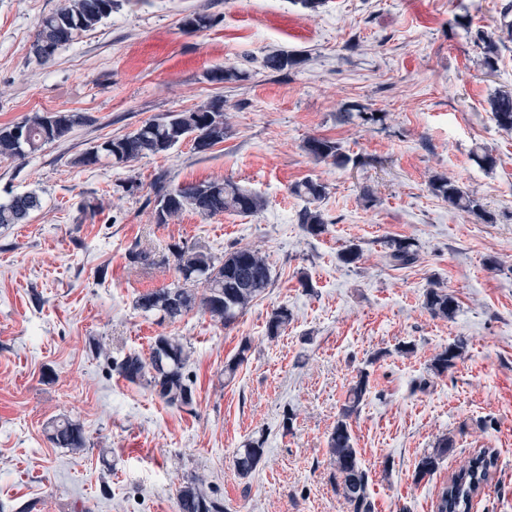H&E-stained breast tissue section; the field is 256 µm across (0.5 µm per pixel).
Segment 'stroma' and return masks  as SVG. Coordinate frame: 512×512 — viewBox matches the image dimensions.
<instances>
[{
	"label": "stroma",
	"mask_w": 512,
	"mask_h": 512,
	"mask_svg": "<svg viewBox=\"0 0 512 512\" xmlns=\"http://www.w3.org/2000/svg\"><path fill=\"white\" fill-rule=\"evenodd\" d=\"M505 2L325 0L312 11L299 0H125L41 63L30 52L37 24L62 0H0V127L36 111L87 118L36 154L0 159V203L27 191L42 202L0 228V512H179L191 477L226 512H350L328 437L362 371L368 389L349 424L373 512H436L442 487L482 448L496 464L471 512H512V132L489 106L512 94ZM192 12L211 26L186 29ZM481 31L502 40L493 73ZM274 52L301 63L269 72ZM218 67L244 78L209 81ZM216 96L228 134L209 150L188 139L123 165L75 162ZM311 137L340 142L349 163L311 159ZM483 152L492 166L476 162ZM436 175L479 198L493 222L436 197ZM306 179L326 196L294 194ZM160 180H230L265 206L161 224ZM309 207L327 222L320 235L299 222ZM393 238L416 242L415 263L389 262ZM182 242L218 257L257 249L272 283L231 327L197 309L159 322L135 302L176 284L169 247ZM352 243L362 257L343 264ZM134 246L151 266L128 262ZM433 286L454 297L451 318L425 308ZM281 306L292 319L272 338L266 324ZM162 334L188 347L191 406H168L116 369L126 354L149 358ZM460 339L454 367L435 374L434 357ZM246 341L247 363L225 380ZM64 417L82 424L85 448L48 440ZM258 437L264 457L240 476L234 452ZM444 437L453 453L415 481Z\"/></svg>",
	"instance_id": "stroma-1"
}]
</instances>
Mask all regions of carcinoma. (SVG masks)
<instances>
[{"instance_id": "cac0c4a2", "label": "carcinoma", "mask_w": 512, "mask_h": 512, "mask_svg": "<svg viewBox=\"0 0 512 512\" xmlns=\"http://www.w3.org/2000/svg\"><path fill=\"white\" fill-rule=\"evenodd\" d=\"M120 6L121 0H66V4L39 20L34 44L50 42L58 50L73 41L78 33L95 28ZM478 38L483 43V65L492 71L498 63V41L483 33ZM298 63L299 60L288 53L270 54L263 59V67L271 72H282ZM490 109L497 125L512 132V94L491 98ZM192 114L195 120L190 124L180 119L179 112L148 120L129 135L90 147L75 159V164H94L102 156L112 159L115 164H123L144 155L164 153L189 137L193 139L194 149L200 152L224 141V99H210L192 110ZM83 120L84 117L77 112H35L15 125L0 127V159H22L31 155L49 143L64 139ZM304 150L317 161L330 160L335 164L348 161L341 145L327 138H309ZM431 188L437 196L458 209L487 223L493 221L478 199L448 178L434 177ZM293 192L314 202L326 195V186L307 179L295 184ZM156 202L161 223L186 210L209 217L224 212L253 215L265 204L261 196L240 188L230 180L204 181L171 189L161 186ZM40 208L41 199L37 193L31 191L16 195L8 202L0 203V227L23 224L32 212ZM300 224L314 236L322 234L326 228L321 212L316 209L304 210ZM388 249L389 261L397 266L410 265L417 258V245L409 238L389 240ZM170 251L175 271L183 283L146 292L136 300L138 309L160 314L162 322L167 319L174 321L198 308L228 328L272 283V270L266 257L253 248H239L222 259L196 245L175 243ZM197 285L202 286V291L195 289ZM424 306L432 315L447 318L454 314L457 304L443 289L431 287L426 291ZM291 320L292 313L288 308L273 310L267 322L268 335H278ZM463 348L464 342L459 340L437 354L432 363L434 371L438 374L447 372L455 365ZM249 350V343H243L238 354L224 365L225 377H234L239 366L247 361ZM187 362L188 353L182 339L159 335L155 338L149 360L131 354L121 361L118 370L131 382L146 380L167 405L182 407L193 403V382L186 371ZM366 392V375L362 374L350 387L346 404L328 439L329 453L335 466L333 479L341 487L350 512H373L367 492L369 476L358 459L348 423L349 418L357 413ZM48 439L58 448L77 450L86 446L82 425L68 418L49 425ZM264 444L262 438L250 439L236 449L233 462L240 476L245 477L256 469L265 453ZM453 448V440L439 439L433 453L418 462L415 480L432 475L439 461L447 457ZM494 465L493 449L477 451L442 488L436 512H470L477 489L489 480ZM178 501L180 512H224V503L209 496L193 479L180 488Z\"/></svg>"}]
</instances>
